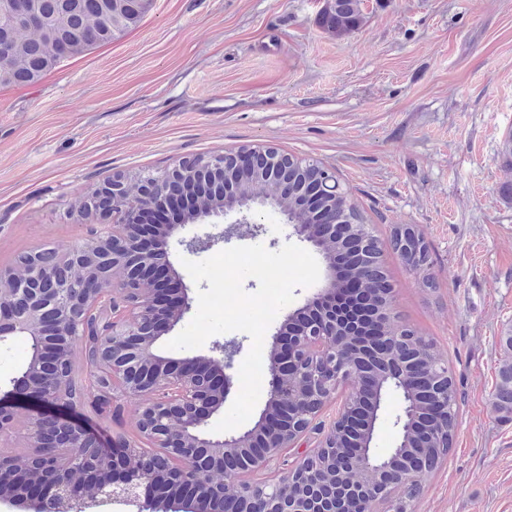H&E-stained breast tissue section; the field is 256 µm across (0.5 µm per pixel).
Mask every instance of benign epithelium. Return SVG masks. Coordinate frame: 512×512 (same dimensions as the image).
<instances>
[{
    "label": "benign epithelium",
    "instance_id": "7a95c632",
    "mask_svg": "<svg viewBox=\"0 0 512 512\" xmlns=\"http://www.w3.org/2000/svg\"><path fill=\"white\" fill-rule=\"evenodd\" d=\"M17 33H38L43 20L23 0H0V23ZM288 154L271 147H251L208 157L182 159L159 175H114L84 197L82 208L99 216L101 232L61 255L35 249L25 267L0 269V342L24 336L32 343L25 370L0 392V446L16 424V406L35 407L29 416L27 462H9L0 480V500L19 512H87L122 502L137 512H336L313 504L305 488L324 477L344 481L362 512L388 499L394 485H419L430 473L425 465L402 459L398 441L379 453L373 447L350 454L336 467V435L350 424L356 406L371 392L346 346L336 335V289L331 268L324 284L295 309L273 334L267 358V394L258 421L250 428L217 437L208 421L230 395L234 379L231 355L175 359L157 350L190 309L182 275L169 261L171 243L188 224H217L228 217L256 234L257 208L283 216L291 234L327 257L336 235L377 245L366 224H295L272 199L243 197L224 182V167L265 169L276 175ZM193 171L205 192L215 191L218 205H197L181 224H155L153 214L184 195L176 186ZM88 344L93 368L91 396L109 405L117 395L142 398L136 427L151 445L145 450L118 443L94 452L100 440L77 421L56 412L75 409L69 398L73 382V344ZM387 376L403 391L398 438L411 431L416 407L411 396L425 378L396 359H384ZM436 388L432 421L448 415V364L429 367ZM345 398L321 448L299 456L288 472L262 480L272 462L297 447L337 389Z\"/></svg>",
    "mask_w": 512,
    "mask_h": 512
}]
</instances>
